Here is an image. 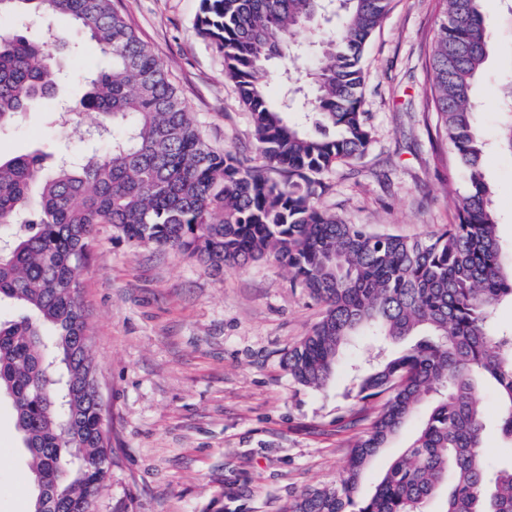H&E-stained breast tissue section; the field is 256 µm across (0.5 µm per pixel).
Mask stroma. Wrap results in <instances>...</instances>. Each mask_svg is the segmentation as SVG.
Returning <instances> with one entry per match:
<instances>
[{
	"instance_id": "stroma-1",
	"label": "stroma",
	"mask_w": 512,
	"mask_h": 512,
	"mask_svg": "<svg viewBox=\"0 0 512 512\" xmlns=\"http://www.w3.org/2000/svg\"><path fill=\"white\" fill-rule=\"evenodd\" d=\"M164 62L189 112L215 147L250 156V114L224 70V54L201 34V0H114ZM493 24L474 90L488 144L485 173L498 234L512 253V156L500 152L499 87L512 66V0H481ZM437 12L434 0H391L363 56L364 112L372 142L359 160L325 176V208L347 222L425 236L455 221L434 174L423 108ZM59 102L44 101L0 154L103 150L95 117L65 140L50 136ZM80 300L112 426V464L94 512H282L305 490L335 482L351 432L338 431L358 397L349 376L367 358L355 339L321 391L295 382L281 360L318 321L321 307L268 261L211 274L172 250L136 247L100 225ZM28 457L8 399H0V512H28L15 487Z\"/></svg>"
}]
</instances>
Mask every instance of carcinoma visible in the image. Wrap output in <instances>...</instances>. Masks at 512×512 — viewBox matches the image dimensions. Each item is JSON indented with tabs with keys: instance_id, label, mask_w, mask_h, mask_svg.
Listing matches in <instances>:
<instances>
[{
	"instance_id": "obj_1",
	"label": "carcinoma",
	"mask_w": 512,
	"mask_h": 512,
	"mask_svg": "<svg viewBox=\"0 0 512 512\" xmlns=\"http://www.w3.org/2000/svg\"><path fill=\"white\" fill-rule=\"evenodd\" d=\"M436 2L425 96L456 221L411 238L348 224L320 206L329 189L322 175L370 146L360 61L389 0H202L200 31L224 51L250 113L252 161L206 140L164 63L112 0H0V14L20 16L19 27L0 31V131L56 95L68 37L43 22L62 18L106 65L89 75L71 68L86 91L58 126L92 112L97 134L112 135L107 151L80 162L61 156L50 169L39 151L0 156V231H12L0 251V301L30 310L0 321V394L12 400L30 456L29 512H84L106 478L95 463L112 456L79 301L99 224L211 273L258 260L288 269L294 286L323 304L284 360L304 386L324 389L357 336L389 347L353 377L362 406L336 426L362 430L336 483L301 493L282 512H429L444 488L440 512H512V463L490 466L482 443L492 425L512 447V327L496 318L512 303V264L497 235L472 100L489 21L480 0ZM336 10V29L317 25ZM500 107L499 147L512 154V74ZM484 380L499 392L493 422L479 399ZM425 400L431 407L406 448L375 491L357 497L380 449Z\"/></svg>"
}]
</instances>
